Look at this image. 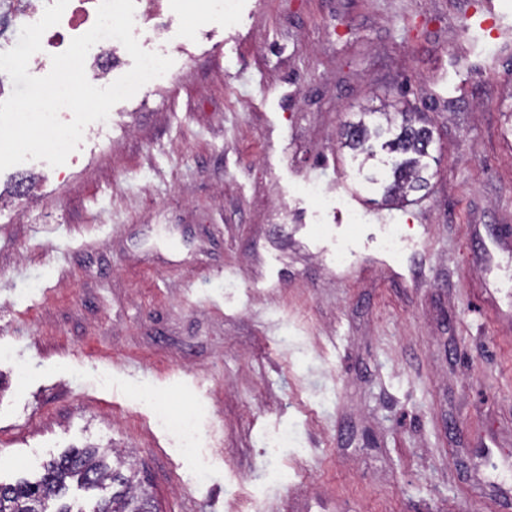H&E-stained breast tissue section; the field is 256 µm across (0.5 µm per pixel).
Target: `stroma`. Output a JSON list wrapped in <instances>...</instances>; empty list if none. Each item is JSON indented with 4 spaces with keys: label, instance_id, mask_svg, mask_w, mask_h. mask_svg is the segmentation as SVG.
<instances>
[{
    "label": "stroma",
    "instance_id": "obj_1",
    "mask_svg": "<svg viewBox=\"0 0 512 512\" xmlns=\"http://www.w3.org/2000/svg\"><path fill=\"white\" fill-rule=\"evenodd\" d=\"M481 2L159 0L165 80L0 172V481L93 444L157 512H512V28L473 38ZM384 100L433 135L399 206L340 144ZM141 399L144 403L150 404L156 411L157 423L163 426H172L182 439L184 448H195L198 437V426L193 418L171 419L164 407L157 403L150 395L143 394Z\"/></svg>",
    "mask_w": 512,
    "mask_h": 512
}]
</instances>
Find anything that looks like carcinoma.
Wrapping results in <instances>:
<instances>
[{"mask_svg": "<svg viewBox=\"0 0 512 512\" xmlns=\"http://www.w3.org/2000/svg\"><path fill=\"white\" fill-rule=\"evenodd\" d=\"M400 115L395 133L381 148L390 154H399L403 159L393 162L381 178L373 179L375 183H382L385 199L392 201H401L408 193L426 187L425 174L433 159L430 131L415 125L411 113L402 111ZM380 135V127L360 119L344 129L343 145L370 159L374 157L370 140ZM137 483L132 464L114 449L99 446L70 448L51 459L38 480L1 483L0 512H39L42 507L51 508L53 512H86L65 501L69 487L74 484L112 488V495L97 504L110 512H154L151 498L146 491L138 489Z\"/></svg>", "mask_w": 512, "mask_h": 512, "instance_id": "cac0c4a2", "label": "carcinoma"}]
</instances>
